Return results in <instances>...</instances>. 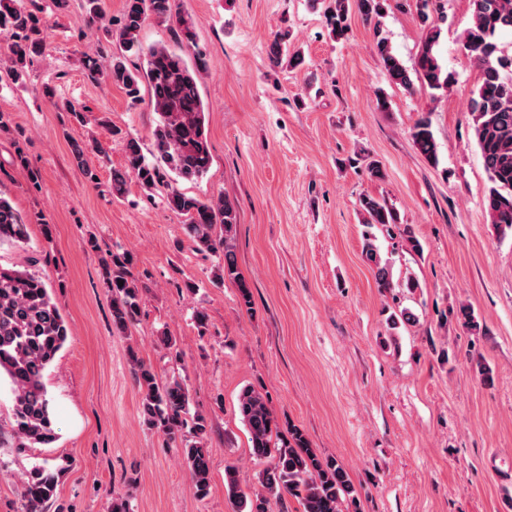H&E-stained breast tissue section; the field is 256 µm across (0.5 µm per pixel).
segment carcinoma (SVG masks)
I'll list each match as a JSON object with an SVG mask.
<instances>
[{"label": "carcinoma", "instance_id": "obj_1", "mask_svg": "<svg viewBox=\"0 0 512 512\" xmlns=\"http://www.w3.org/2000/svg\"><path fill=\"white\" fill-rule=\"evenodd\" d=\"M387 0H311V7L323 9L328 36L343 39L349 16L357 11L367 21L382 16ZM471 21L460 34L463 48L473 59L480 76L470 102L476 146L483 158L489 186L484 198L488 224L500 240L512 237V80L502 71L512 68V57L498 54L497 35L512 32V0H469ZM417 14L426 29L413 70H408L392 52L386 37L374 29L375 52L392 83L410 92L418 80L432 90L448 91L452 73L444 69L436 52L441 28L432 20L440 11L436 0H415ZM36 0H0V33L8 35L9 52L3 63L12 80L24 83L27 67L42 54L43 29ZM155 18L177 26L186 42L194 40L191 24L175 9L174 0H125L124 10L112 23L103 0H88L86 23L97 24L107 36H116L125 51L145 54L146 66L131 70L126 58H112L104 76L133 102L141 100V86L149 89L148 106L158 114L153 130L154 155L148 163L138 139H126L128 167L112 172V195L121 197L129 179H136L147 191L166 181L168 174L194 181L209 169L212 156L205 129L206 108L198 89V73L206 68L203 54L194 65L164 46L143 49L139 35L145 23ZM291 32H274L268 47L275 67L297 68L304 57L292 49ZM413 146L430 164L439 163L438 147L429 122L420 119L412 132ZM168 208L185 217L184 230L200 251L224 256L222 274L236 281L240 297L251 308L250 287L238 269L237 257L228 236L237 224L234 204L220 196L201 200L176 187L166 196ZM359 209L365 227L364 253L372 265L378 287H391L387 262L373 242V230L388 232L401 226L398 210L384 197L364 195ZM28 237L25 218L0 195V244L23 243ZM130 257L114 255L107 267L112 288V322L124 333L136 321L137 289L129 281ZM69 336L65 318L48 289L35 276L0 266V376H5L12 395L11 432L20 448H42L56 440L50 399L44 374L64 347ZM133 375L141 393V414L146 426L156 429L175 443L184 442V461L197 491L204 495L210 484V458L205 448V418L189 416L190 397L184 383L176 378L161 383L152 365L131 354ZM238 412L247 429L251 453L271 460L260 476L261 490L250 495L236 479V469H225V487L237 512H271V501L286 495L296 498L302 512H344L352 497L348 474L336 462L320 458L305 435L296 427L282 429L272 414L266 396L247 387L238 397ZM66 468L35 466L21 478L23 512H49L57 486Z\"/></svg>", "mask_w": 512, "mask_h": 512}]
</instances>
